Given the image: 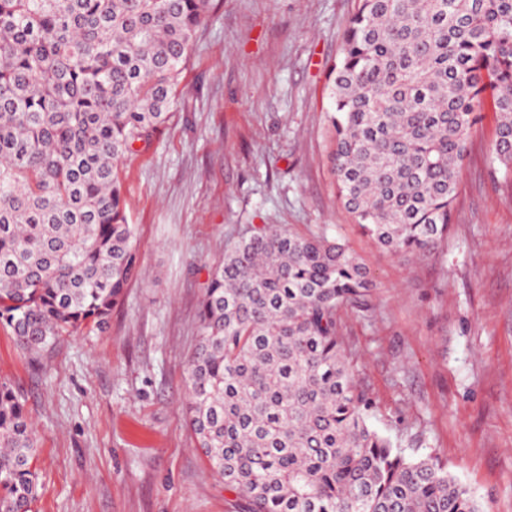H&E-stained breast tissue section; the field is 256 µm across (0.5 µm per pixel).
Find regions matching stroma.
Returning a JSON list of instances; mask_svg holds the SVG:
<instances>
[{"mask_svg": "<svg viewBox=\"0 0 512 512\" xmlns=\"http://www.w3.org/2000/svg\"><path fill=\"white\" fill-rule=\"evenodd\" d=\"M357 0H210L169 122L122 165L142 274L105 331L30 353L0 326V385L39 448L35 512H248L187 423L198 305L224 249L268 224L345 242L372 310L339 313L371 422L512 512V174L496 115L469 136L453 224L417 257L363 235L330 172L328 74Z\"/></svg>", "mask_w": 512, "mask_h": 512, "instance_id": "1", "label": "stroma"}]
</instances>
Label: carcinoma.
<instances>
[{
	"label": "carcinoma",
	"mask_w": 512,
	"mask_h": 512,
	"mask_svg": "<svg viewBox=\"0 0 512 512\" xmlns=\"http://www.w3.org/2000/svg\"><path fill=\"white\" fill-rule=\"evenodd\" d=\"M209 0H0V323L40 352L100 330L138 274L120 162L170 119ZM329 84L340 199L385 251L453 223L485 98L512 172V0H358ZM373 308L347 246L264 225L199 307L186 413L249 512H484L435 456L374 428L337 313ZM36 438L0 386V512H33Z\"/></svg>",
	"instance_id": "cac0c4a2"
}]
</instances>
